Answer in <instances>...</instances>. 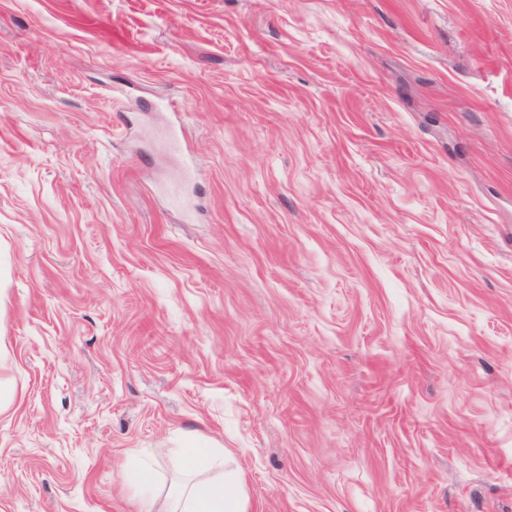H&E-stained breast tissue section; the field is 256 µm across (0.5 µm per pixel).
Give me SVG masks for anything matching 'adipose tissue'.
Wrapping results in <instances>:
<instances>
[{
	"label": "adipose tissue",
	"instance_id": "1",
	"mask_svg": "<svg viewBox=\"0 0 512 512\" xmlns=\"http://www.w3.org/2000/svg\"><path fill=\"white\" fill-rule=\"evenodd\" d=\"M183 456L182 477L167 493L155 489V475L140 465L131 478L142 491V512H247L240 479L224 471V451L197 440H189Z\"/></svg>",
	"mask_w": 512,
	"mask_h": 512
}]
</instances>
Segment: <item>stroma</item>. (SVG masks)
I'll use <instances>...</instances> for the list:
<instances>
[{"instance_id": "obj_1", "label": "stroma", "mask_w": 512, "mask_h": 512, "mask_svg": "<svg viewBox=\"0 0 512 512\" xmlns=\"http://www.w3.org/2000/svg\"><path fill=\"white\" fill-rule=\"evenodd\" d=\"M195 436L248 512H512V0H0V512Z\"/></svg>"}]
</instances>
